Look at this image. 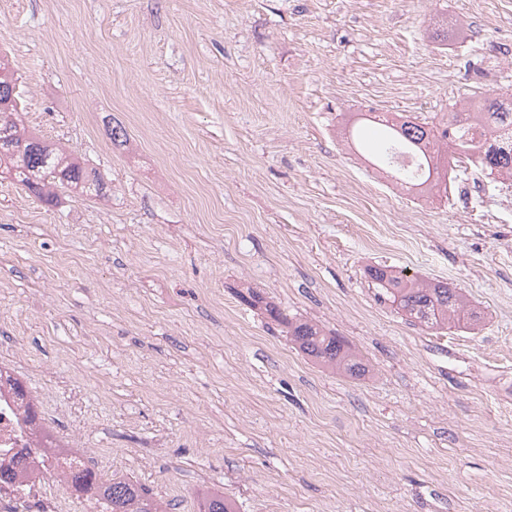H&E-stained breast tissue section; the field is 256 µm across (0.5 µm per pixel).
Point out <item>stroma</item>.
<instances>
[{"label":"stroma","mask_w":512,"mask_h":512,"mask_svg":"<svg viewBox=\"0 0 512 512\" xmlns=\"http://www.w3.org/2000/svg\"><path fill=\"white\" fill-rule=\"evenodd\" d=\"M0 53L27 129L111 188L49 206L0 180V366L74 447L176 512L202 488L512 512V198L476 169L418 194L373 165L381 125L337 135L512 91V0H0ZM373 265L453 283L482 326L415 325ZM250 289L369 374L314 363Z\"/></svg>","instance_id":"obj_1"}]
</instances>
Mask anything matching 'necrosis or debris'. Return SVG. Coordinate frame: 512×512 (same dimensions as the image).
Here are the masks:
<instances>
[{
  "mask_svg": "<svg viewBox=\"0 0 512 512\" xmlns=\"http://www.w3.org/2000/svg\"><path fill=\"white\" fill-rule=\"evenodd\" d=\"M29 411L28 402L0 382V465L16 470L10 486L0 489V512H71L72 468L103 475L111 471L112 460L72 447L46 420L25 425Z\"/></svg>",
  "mask_w": 512,
  "mask_h": 512,
  "instance_id": "necrosis-or-debris-1",
  "label": "necrosis or debris"
}]
</instances>
